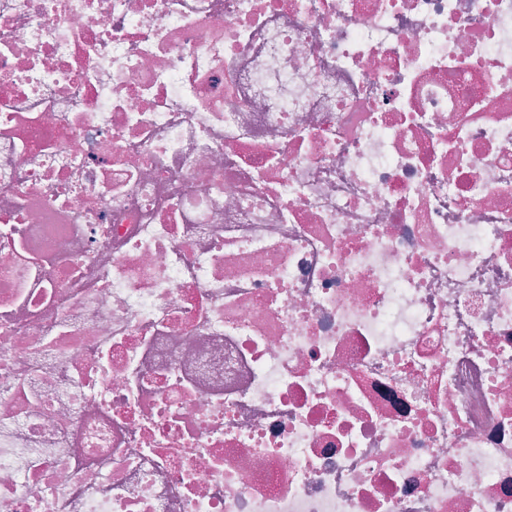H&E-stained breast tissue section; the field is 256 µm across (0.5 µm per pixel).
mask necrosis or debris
Returning a JSON list of instances; mask_svg holds the SVG:
<instances>
[{
  "label": "necrosis or debris",
  "instance_id": "4bbe7bcc",
  "mask_svg": "<svg viewBox=\"0 0 512 512\" xmlns=\"http://www.w3.org/2000/svg\"><path fill=\"white\" fill-rule=\"evenodd\" d=\"M0 512H512V0H0Z\"/></svg>",
  "mask_w": 512,
  "mask_h": 512
}]
</instances>
